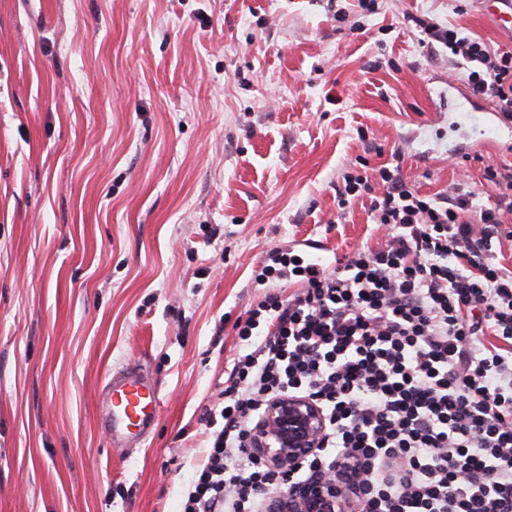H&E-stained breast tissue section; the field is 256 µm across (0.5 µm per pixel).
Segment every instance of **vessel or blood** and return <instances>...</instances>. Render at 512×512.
Listing matches in <instances>:
<instances>
[{"label":"vessel or blood","mask_w":512,"mask_h":512,"mask_svg":"<svg viewBox=\"0 0 512 512\" xmlns=\"http://www.w3.org/2000/svg\"><path fill=\"white\" fill-rule=\"evenodd\" d=\"M160 395L140 370L113 373L103 388V417L112 439L138 441L153 426Z\"/></svg>","instance_id":"1"}]
</instances>
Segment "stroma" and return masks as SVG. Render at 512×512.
Returning a JSON list of instances; mask_svg holds the SVG:
<instances>
[{"instance_id":"35a3bbf8","label":"stroma","mask_w":512,"mask_h":512,"mask_svg":"<svg viewBox=\"0 0 512 512\" xmlns=\"http://www.w3.org/2000/svg\"><path fill=\"white\" fill-rule=\"evenodd\" d=\"M419 18L512 48L480 0H0V512H179L266 253L385 235L343 173L488 191L512 150ZM133 366L161 402L120 448ZM160 395L139 369L112 374L103 388V417L112 442L143 440L153 426Z\"/></svg>"}]
</instances>
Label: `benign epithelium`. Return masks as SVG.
Instances as JSON below:
<instances>
[{
	"label": "benign epithelium",
	"mask_w": 512,
	"mask_h": 512,
	"mask_svg": "<svg viewBox=\"0 0 512 512\" xmlns=\"http://www.w3.org/2000/svg\"><path fill=\"white\" fill-rule=\"evenodd\" d=\"M326 426L324 412L312 398L281 395L265 406L251 433L249 451L271 470L290 476L322 447ZM331 469L332 479L318 475L286 480V490L267 496V512H354L360 492L356 464L338 458Z\"/></svg>",
	"instance_id": "7a95c632"
}]
</instances>
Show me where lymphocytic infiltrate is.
Instances as JSON below:
<instances>
[{
    "label": "lymphocytic infiltrate",
    "mask_w": 512,
    "mask_h": 512,
    "mask_svg": "<svg viewBox=\"0 0 512 512\" xmlns=\"http://www.w3.org/2000/svg\"><path fill=\"white\" fill-rule=\"evenodd\" d=\"M472 95L512 119V51L462 29L422 23ZM480 198L468 183L421 193L400 167L348 171L339 205L369 197L386 240L335 267L288 263L272 290L234 326L237 356L209 415L205 462L181 512H265L282 484L246 451L254 421L278 394L312 397L327 430L296 478L328 472L339 455L360 465V512H512V165L486 168Z\"/></svg>",
    "instance_id": "f902f5d3"
}]
</instances>
